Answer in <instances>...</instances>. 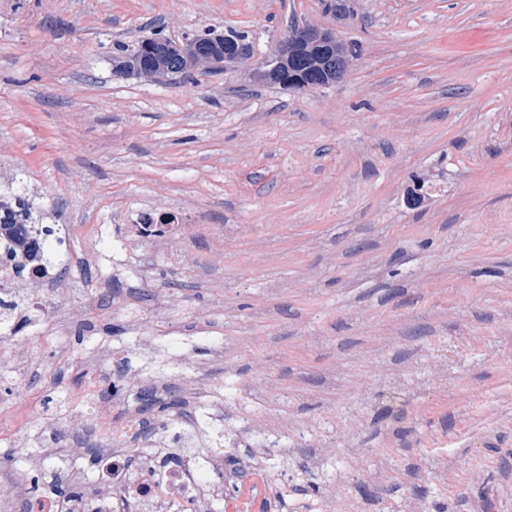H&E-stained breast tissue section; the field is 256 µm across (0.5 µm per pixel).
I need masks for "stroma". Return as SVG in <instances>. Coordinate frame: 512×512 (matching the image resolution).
<instances>
[{
	"instance_id": "1",
	"label": "stroma",
	"mask_w": 512,
	"mask_h": 512,
	"mask_svg": "<svg viewBox=\"0 0 512 512\" xmlns=\"http://www.w3.org/2000/svg\"><path fill=\"white\" fill-rule=\"evenodd\" d=\"M349 5L0 0V185L22 181L61 260L0 337L18 484L106 496L82 454L109 430L133 462L240 437L277 512H512V0ZM292 22L355 49L344 78L112 69L155 28L244 29L261 58ZM418 181L439 190L413 208ZM155 209L180 235L101 264ZM117 368L134 385L104 420Z\"/></svg>"
}]
</instances>
